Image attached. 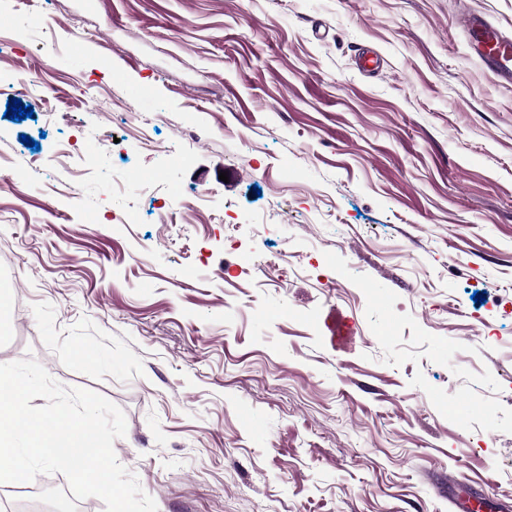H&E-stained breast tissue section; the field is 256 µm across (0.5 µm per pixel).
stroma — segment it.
<instances>
[{"mask_svg": "<svg viewBox=\"0 0 512 512\" xmlns=\"http://www.w3.org/2000/svg\"><path fill=\"white\" fill-rule=\"evenodd\" d=\"M465 8L512 35V0H0V362L120 408L158 512L512 496V86Z\"/></svg>", "mask_w": 512, "mask_h": 512, "instance_id": "stroma-1", "label": "stroma"}]
</instances>
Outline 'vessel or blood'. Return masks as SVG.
Segmentation results:
<instances>
[{"label":"vessel or blood","instance_id":"b4317fda","mask_svg":"<svg viewBox=\"0 0 512 512\" xmlns=\"http://www.w3.org/2000/svg\"><path fill=\"white\" fill-rule=\"evenodd\" d=\"M458 23L472 42L482 64L503 83L512 84V37L476 12L461 14ZM451 503L454 512H512L510 502L486 499L470 492H453Z\"/></svg>","mask_w":512,"mask_h":512}]
</instances>
